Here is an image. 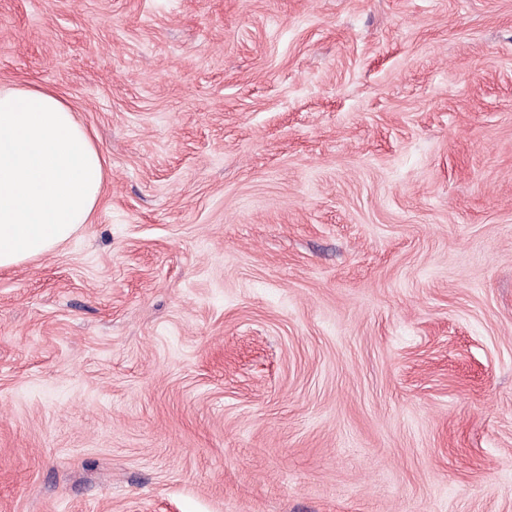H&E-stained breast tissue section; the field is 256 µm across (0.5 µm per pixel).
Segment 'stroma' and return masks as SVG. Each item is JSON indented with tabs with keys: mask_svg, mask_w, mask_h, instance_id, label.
<instances>
[{
	"mask_svg": "<svg viewBox=\"0 0 512 512\" xmlns=\"http://www.w3.org/2000/svg\"><path fill=\"white\" fill-rule=\"evenodd\" d=\"M92 220L0 268V512H512V0H0Z\"/></svg>",
	"mask_w": 512,
	"mask_h": 512,
	"instance_id": "obj_1",
	"label": "stroma"
}]
</instances>
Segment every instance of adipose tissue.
Instances as JSON below:
<instances>
[{"instance_id":"1","label":"adipose tissue","mask_w":512,"mask_h":512,"mask_svg":"<svg viewBox=\"0 0 512 512\" xmlns=\"http://www.w3.org/2000/svg\"><path fill=\"white\" fill-rule=\"evenodd\" d=\"M105 162L47 87H0V268L54 252L88 223Z\"/></svg>"}]
</instances>
